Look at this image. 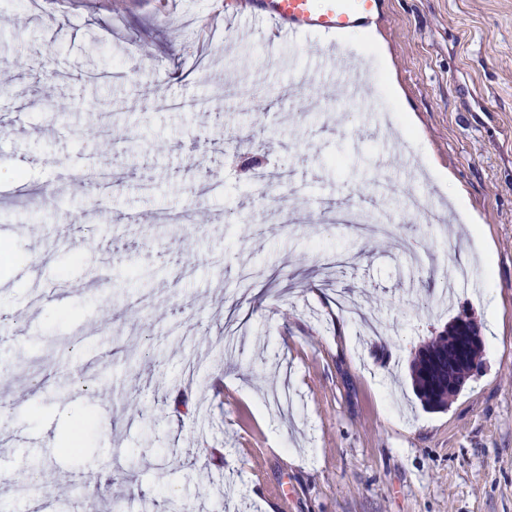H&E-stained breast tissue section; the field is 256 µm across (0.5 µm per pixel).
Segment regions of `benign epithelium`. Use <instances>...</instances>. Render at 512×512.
<instances>
[{
  "label": "benign epithelium",
  "mask_w": 512,
  "mask_h": 512,
  "mask_svg": "<svg viewBox=\"0 0 512 512\" xmlns=\"http://www.w3.org/2000/svg\"><path fill=\"white\" fill-rule=\"evenodd\" d=\"M482 347L483 337L476 322L464 312L448 325L447 358L438 360L425 343L415 352L413 363L422 367L423 377L433 386L458 388L475 371L478 358L474 352Z\"/></svg>",
  "instance_id": "obj_1"
}]
</instances>
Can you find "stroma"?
Here are the masks:
<instances>
[{
  "instance_id": "stroma-1",
  "label": "stroma",
  "mask_w": 512,
  "mask_h": 512,
  "mask_svg": "<svg viewBox=\"0 0 512 512\" xmlns=\"http://www.w3.org/2000/svg\"><path fill=\"white\" fill-rule=\"evenodd\" d=\"M260 7L0 0V512H31L21 473L66 487L51 512H512V0H382L369 106L302 81L319 43L241 28ZM398 215L421 263L361 232ZM465 311L481 369L425 408L411 356Z\"/></svg>"
}]
</instances>
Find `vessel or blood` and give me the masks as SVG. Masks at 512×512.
I'll list each match as a JSON object with an SVG mask.
<instances>
[{"label":"vessel or blood","instance_id":"b4317fda","mask_svg":"<svg viewBox=\"0 0 512 512\" xmlns=\"http://www.w3.org/2000/svg\"><path fill=\"white\" fill-rule=\"evenodd\" d=\"M380 4L381 0H263L255 17L270 25L275 38L294 41L318 36L332 43L371 26ZM317 59L340 77L339 88L344 96L361 98L359 85L346 82L347 70L335 61L332 52L320 53Z\"/></svg>","mask_w":512,"mask_h":512}]
</instances>
